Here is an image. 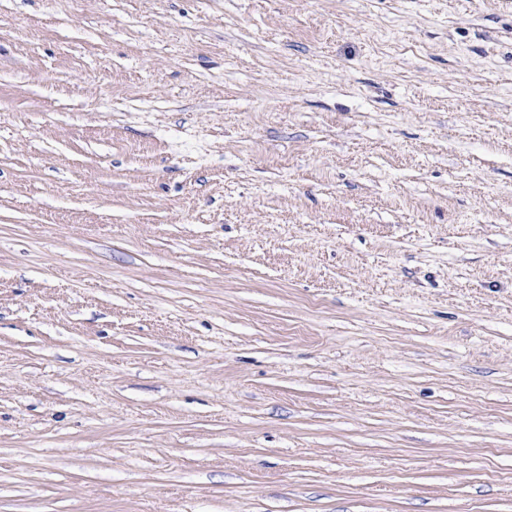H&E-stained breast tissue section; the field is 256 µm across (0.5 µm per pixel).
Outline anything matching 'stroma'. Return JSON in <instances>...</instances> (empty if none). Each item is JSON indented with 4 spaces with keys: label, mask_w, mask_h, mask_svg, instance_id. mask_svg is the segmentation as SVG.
<instances>
[{
    "label": "stroma",
    "mask_w": 512,
    "mask_h": 512,
    "mask_svg": "<svg viewBox=\"0 0 512 512\" xmlns=\"http://www.w3.org/2000/svg\"><path fill=\"white\" fill-rule=\"evenodd\" d=\"M0 512H512V0H0Z\"/></svg>",
    "instance_id": "stroma-1"
}]
</instances>
